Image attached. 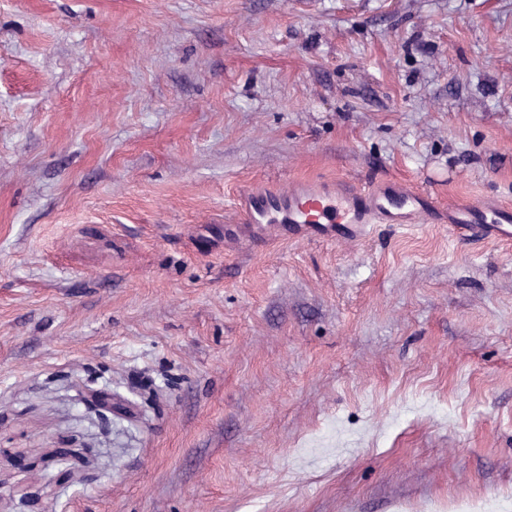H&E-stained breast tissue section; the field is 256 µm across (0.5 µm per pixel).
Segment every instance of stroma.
Wrapping results in <instances>:
<instances>
[{"label": "stroma", "mask_w": 512, "mask_h": 512, "mask_svg": "<svg viewBox=\"0 0 512 512\" xmlns=\"http://www.w3.org/2000/svg\"><path fill=\"white\" fill-rule=\"evenodd\" d=\"M304 179L512 205V0H0V512L512 508V243ZM243 203L257 240L285 232L301 240L359 241L371 224H428L439 210L431 194L405 186L380 190L348 185L334 192L326 184L295 183L286 194L250 189Z\"/></svg>", "instance_id": "35a3bbf8"}]
</instances>
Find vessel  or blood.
Wrapping results in <instances>:
<instances>
[{
	"mask_svg": "<svg viewBox=\"0 0 512 512\" xmlns=\"http://www.w3.org/2000/svg\"><path fill=\"white\" fill-rule=\"evenodd\" d=\"M247 221L254 238L288 234L290 238L333 242L362 240L371 225L425 224L437 209L434 197L401 186L392 190L349 185L296 183L288 193L249 190L244 196ZM512 209L499 202L463 201L448 216V232L460 242L512 237Z\"/></svg>",
	"mask_w": 512,
	"mask_h": 512,
	"instance_id": "obj_1",
	"label": "vessel or blood"
}]
</instances>
